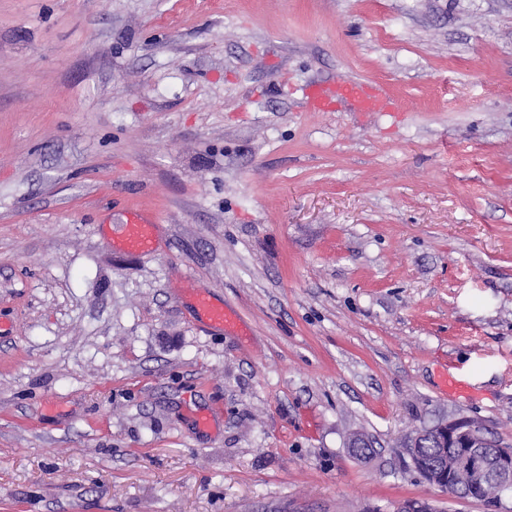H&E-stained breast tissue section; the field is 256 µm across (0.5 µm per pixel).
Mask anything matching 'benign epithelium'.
Here are the masks:
<instances>
[{
    "label": "benign epithelium",
    "instance_id": "benign-epithelium-1",
    "mask_svg": "<svg viewBox=\"0 0 512 512\" xmlns=\"http://www.w3.org/2000/svg\"><path fill=\"white\" fill-rule=\"evenodd\" d=\"M427 442L438 445L434 462L426 461L421 453ZM369 447L370 442L361 434L352 435L348 441V448L360 458L370 455ZM404 450L424 484L457 498L472 497L478 484L501 491L512 488V446L488 437L483 424L475 419H447L424 427L405 440ZM395 512H437V508L430 498L420 497L399 504Z\"/></svg>",
    "mask_w": 512,
    "mask_h": 512
}]
</instances>
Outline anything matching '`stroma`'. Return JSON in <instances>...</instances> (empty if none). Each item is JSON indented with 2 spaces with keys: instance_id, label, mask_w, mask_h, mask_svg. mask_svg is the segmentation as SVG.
<instances>
[{
  "instance_id": "obj_1",
  "label": "stroma",
  "mask_w": 512,
  "mask_h": 512,
  "mask_svg": "<svg viewBox=\"0 0 512 512\" xmlns=\"http://www.w3.org/2000/svg\"><path fill=\"white\" fill-rule=\"evenodd\" d=\"M459 417L512 444V0H0V512H488L403 452ZM338 101H345L363 112H370L386 102V96L356 79H347L333 86H313L305 97L308 110L325 112ZM155 219L140 211H130L126 223L121 226L114 243L118 249L126 253H146L154 246ZM197 314L204 318L212 327L224 329L225 331H238L242 328L237 317L224 308L222 305L213 303L207 296L198 295Z\"/></svg>"
}]
</instances>
